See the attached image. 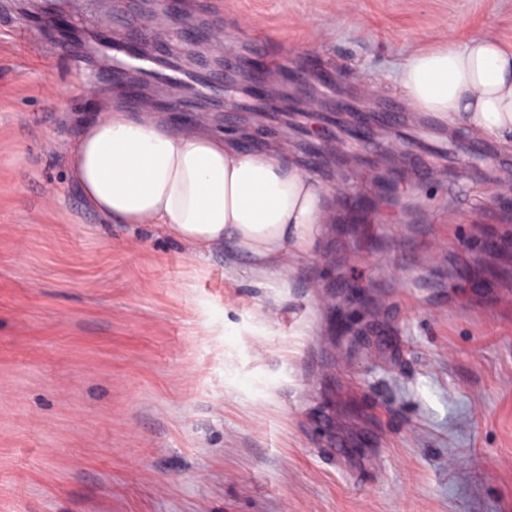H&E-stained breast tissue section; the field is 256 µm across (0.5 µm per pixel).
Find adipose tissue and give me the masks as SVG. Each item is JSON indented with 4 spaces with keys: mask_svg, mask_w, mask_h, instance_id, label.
Wrapping results in <instances>:
<instances>
[{
    "mask_svg": "<svg viewBox=\"0 0 512 512\" xmlns=\"http://www.w3.org/2000/svg\"><path fill=\"white\" fill-rule=\"evenodd\" d=\"M397 83L416 111L512 143V49L493 35L418 50L400 64ZM67 165L108 223L155 225L198 254L228 246L258 274L304 260L337 221L321 181L287 145L250 147L205 118L176 131L150 106L135 115L112 101L82 125Z\"/></svg>",
    "mask_w": 512,
    "mask_h": 512,
    "instance_id": "adipose-tissue-1",
    "label": "adipose tissue"
}]
</instances>
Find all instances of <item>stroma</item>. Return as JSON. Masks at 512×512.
I'll return each mask as SVG.
<instances>
[{
	"mask_svg": "<svg viewBox=\"0 0 512 512\" xmlns=\"http://www.w3.org/2000/svg\"><path fill=\"white\" fill-rule=\"evenodd\" d=\"M20 8L0 0V512H512V201L489 190L512 185V146L416 112L392 79L448 38L512 47V0H185L228 45L206 76L213 128L288 140L328 191L363 199L339 202L359 223L263 277L229 248L107 223L69 181L62 146L102 99L196 120L206 84L100 66L119 43L177 56L140 0H69L75 42L45 21L16 40ZM245 57L251 83L298 75L325 112H221ZM87 73L96 96L72 94ZM354 105L361 154L401 148V204L376 169L300 143ZM389 109L400 121H378ZM432 161L433 181L408 179Z\"/></svg>",
	"mask_w": 512,
	"mask_h": 512,
	"instance_id": "1",
	"label": "stroma"
}]
</instances>
